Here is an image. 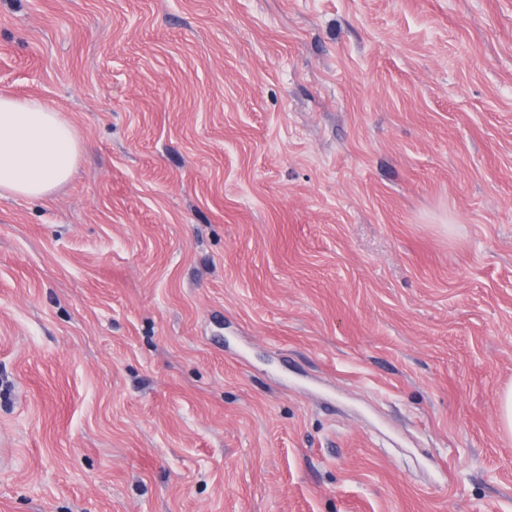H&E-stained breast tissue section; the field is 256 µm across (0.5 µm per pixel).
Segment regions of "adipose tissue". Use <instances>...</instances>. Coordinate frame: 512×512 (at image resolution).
<instances>
[{"label": "adipose tissue", "instance_id": "adipose-tissue-1", "mask_svg": "<svg viewBox=\"0 0 512 512\" xmlns=\"http://www.w3.org/2000/svg\"><path fill=\"white\" fill-rule=\"evenodd\" d=\"M78 155L76 133L59 112L0 97V196H46L70 178Z\"/></svg>", "mask_w": 512, "mask_h": 512}]
</instances>
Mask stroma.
<instances>
[{
  "label": "stroma",
  "instance_id": "35a3bbf8",
  "mask_svg": "<svg viewBox=\"0 0 512 512\" xmlns=\"http://www.w3.org/2000/svg\"><path fill=\"white\" fill-rule=\"evenodd\" d=\"M0 96V512H512V0H0ZM78 155L76 133L59 112L0 97V196H46L70 178Z\"/></svg>",
  "mask_w": 512,
  "mask_h": 512
}]
</instances>
